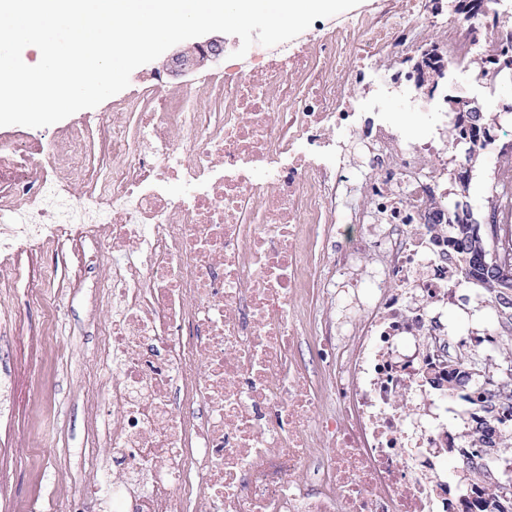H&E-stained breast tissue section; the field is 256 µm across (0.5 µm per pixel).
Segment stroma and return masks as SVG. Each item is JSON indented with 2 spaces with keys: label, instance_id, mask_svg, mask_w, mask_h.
<instances>
[{
  "label": "stroma",
  "instance_id": "1",
  "mask_svg": "<svg viewBox=\"0 0 512 512\" xmlns=\"http://www.w3.org/2000/svg\"><path fill=\"white\" fill-rule=\"evenodd\" d=\"M165 58L136 68L129 86L106 99L96 108L103 117H111L130 99L140 107L149 106L155 85L179 90L196 87L207 103H214L217 93L210 84L212 73L219 70L218 62L200 64L194 70L172 73ZM74 258L69 244H61L55 252H45L30 242L18 243L11 259H0V306L13 310L15 322L10 335H0V379L13 385V412L0 419V451L12 452L15 463L0 475V512H19L23 504L38 499L40 512H57L68 505L76 512L77 502L68 501L72 484L70 472L57 470L62 445H78L87 425L83 402L89 389L85 371L92 363L94 325L108 317L106 310L91 304L86 297H77L66 315L70 332L59 333L50 345L40 344L38 335L47 334L46 316L26 303L30 277L52 273L54 282L63 288L73 287ZM21 266L25 274L14 279L13 266ZM64 353L67 367L55 363L57 353ZM44 385L51 397L57 417L43 431L40 447H32L29 429L35 419L36 387Z\"/></svg>",
  "mask_w": 512,
  "mask_h": 512
}]
</instances>
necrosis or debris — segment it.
<instances>
[{"instance_id": "necrosis-or-debris-1", "label": "necrosis or debris", "mask_w": 512, "mask_h": 512, "mask_svg": "<svg viewBox=\"0 0 512 512\" xmlns=\"http://www.w3.org/2000/svg\"><path fill=\"white\" fill-rule=\"evenodd\" d=\"M436 13L367 0L225 58L215 121L192 88L158 95L133 133L113 113L94 181L95 116L40 143L0 136V254L70 241L112 311L82 512H480L485 490L446 465L469 455L446 385L470 330L444 315L472 303L448 260V210L471 204H449L448 178L478 156L493 183L512 175V127L473 134L455 82L499 107L512 0Z\"/></svg>"}]
</instances>
